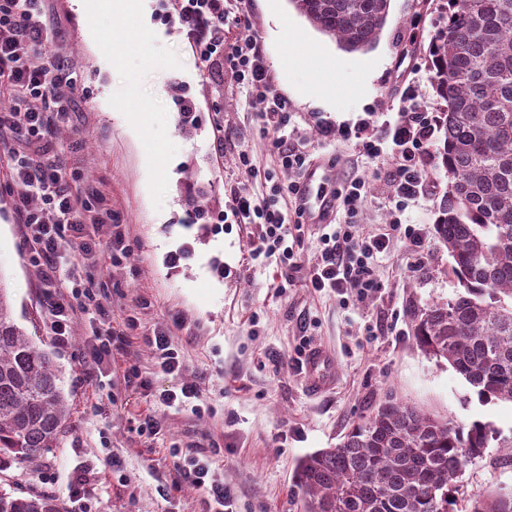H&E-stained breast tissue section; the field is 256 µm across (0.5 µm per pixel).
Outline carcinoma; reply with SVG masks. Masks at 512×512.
I'll return each mask as SVG.
<instances>
[{
	"label": "carcinoma",
	"mask_w": 512,
	"mask_h": 512,
	"mask_svg": "<svg viewBox=\"0 0 512 512\" xmlns=\"http://www.w3.org/2000/svg\"><path fill=\"white\" fill-rule=\"evenodd\" d=\"M345 49L378 40L390 0H289ZM428 53L445 103L438 157L448 186L434 232L453 296L415 317L419 348L447 362L483 404L512 403V0H448ZM62 372L13 319L0 281V472L59 447L70 417ZM498 439L489 422L438 418L391 395L334 448L302 457L304 512H512V495L457 503L453 480ZM0 512H62L39 492L0 489Z\"/></svg>",
	"instance_id": "obj_1"
}]
</instances>
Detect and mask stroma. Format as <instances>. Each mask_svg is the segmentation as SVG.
<instances>
[{"label": "stroma", "mask_w": 512, "mask_h": 512, "mask_svg": "<svg viewBox=\"0 0 512 512\" xmlns=\"http://www.w3.org/2000/svg\"><path fill=\"white\" fill-rule=\"evenodd\" d=\"M440 0H391L375 47L348 52L317 31L289 0H250L234 34L254 36L271 76V92L283 98L292 126L314 156L331 160L336 184L359 177L370 185L356 217L360 231L389 221L381 160L361 156L351 142H328L319 122L353 123L368 109L394 117L403 93L421 109H443L432 86L428 46L441 19ZM46 15L64 30L65 63L77 73L71 120L58 139L70 167L97 188L101 203L120 215L131 254L124 266L95 273L94 290L112 302V322L122 324L136 298L139 310L129 344L112 354V373L90 371L92 315L71 327L68 343L50 331L42 301L41 270L22 241L0 164V274L17 324L50 350L64 372L70 396L69 427L58 448L36 463L18 461L0 472V484L60 499L64 512H205L202 490L179 483L174 449L212 447L214 466L232 493L233 512H303L294 482L298 460L335 447L372 408L393 393L426 412L468 424L491 422L500 432L483 456L457 479L460 496L512 489V404H484L447 364L416 344L411 331L418 309L452 296L457 281L447 249L433 224L448 185L438 158L439 140L425 157L427 192L406 212L425 228L420 253L404 237L393 239L373 267L377 288L359 299L307 288L308 270L320 250L322 225L309 224L297 247L301 267L281 287L276 260L247 268V243L256 228L227 218L222 229L187 225L190 190H204L215 210H228L229 191L265 192V174L277 173L268 139L255 128L260 101L220 70L205 71L182 33L174 0H140L138 12L99 17L83 27L73 0H47ZM117 55L110 70L101 51ZM320 54L327 74L342 86L313 85L302 56ZM181 83L193 98L199 123L183 126L168 91ZM151 116L131 133V113ZM233 128L231 142L216 150V114ZM250 155L257 176L238 167ZM187 257L171 266L177 252ZM169 328L183 361L179 374L155 366L146 334ZM315 346L336 361L335 387L311 395L298 359ZM137 367L162 390L184 382L202 392V410L168 407L150 393L125 386L122 370ZM157 434L138 433L144 418ZM88 480L72 485L74 471Z\"/></svg>", "instance_id": "stroma-1"}]
</instances>
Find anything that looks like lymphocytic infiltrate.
<instances>
[{
	"label": "lymphocytic infiltrate",
	"instance_id": "obj_1",
	"mask_svg": "<svg viewBox=\"0 0 512 512\" xmlns=\"http://www.w3.org/2000/svg\"><path fill=\"white\" fill-rule=\"evenodd\" d=\"M44 0H0V93L12 104L0 109V154L6 156L14 200V215L25 230V242L41 268L46 293L44 308L59 342H67L71 326L80 315L94 311L92 334L95 346L89 354L99 365L112 351L123 349L135 316H127L123 327L112 324L111 301L98 298L90 276L60 271L70 250L93 267L112 268L129 256V246L118 216L112 211L93 214L91 202L97 194L81 184L70 169L56 134L69 120L73 71L59 55V32L44 17ZM246 0H176L179 24L204 67L227 65L237 84L249 89L263 105L255 123L269 136L280 166L303 172L311 153L301 136L288 129L290 116L284 100L271 95L270 75L256 40L249 35L231 36L230 14H243ZM435 130V118L426 112H402L395 121L374 126L372 119L358 125H321L323 138L357 139L360 152L372 158L386 157L389 191L386 202L391 220L378 232L360 235L354 218L366 195L364 181L344 183L336 195L337 205L348 216L321 235V248L312 266L308 285L315 291L352 292L362 296L376 288L371 262L388 250L392 239L404 235L414 248H421L424 231L403 224L407 208L424 196L427 187L424 156ZM297 181L273 182L266 197L247 190L231 194L230 207L239 223L259 227L256 240L247 245L248 265L278 259L285 267V284H292L298 267L294 246L304 233L303 219H289L281 209V198L296 199ZM108 223V243L88 231L89 223ZM177 472L182 482L202 488L209 512H224L232 500L204 452L180 454Z\"/></svg>",
	"mask_w": 512,
	"mask_h": 512
}]
</instances>
